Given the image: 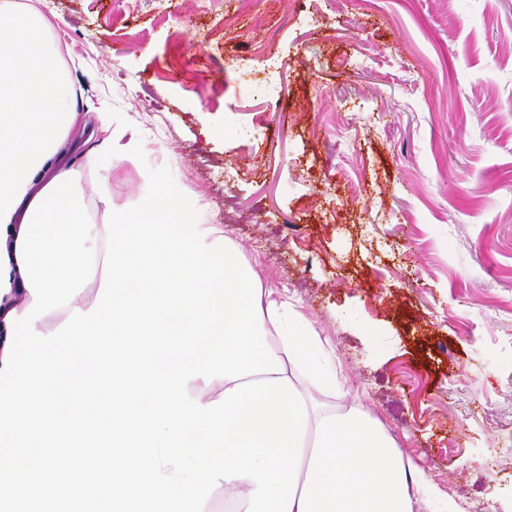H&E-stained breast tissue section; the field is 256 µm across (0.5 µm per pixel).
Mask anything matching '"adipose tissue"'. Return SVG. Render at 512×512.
I'll return each mask as SVG.
<instances>
[{
	"label": "adipose tissue",
	"instance_id": "adipose-tissue-1",
	"mask_svg": "<svg viewBox=\"0 0 512 512\" xmlns=\"http://www.w3.org/2000/svg\"><path fill=\"white\" fill-rule=\"evenodd\" d=\"M54 28L26 0H0V350L7 314L23 312L33 300L16 258L24 216L37 194L65 173L62 154L80 116ZM89 135L106 138L95 163L107 175L138 148L108 118ZM261 307L266 341L308 411L292 512H458L403 456L377 416L358 402L335 405L349 389L331 341L274 289H263ZM316 390L329 402L316 401Z\"/></svg>",
	"mask_w": 512,
	"mask_h": 512
}]
</instances>
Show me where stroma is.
<instances>
[{
	"instance_id": "1",
	"label": "stroma",
	"mask_w": 512,
	"mask_h": 512,
	"mask_svg": "<svg viewBox=\"0 0 512 512\" xmlns=\"http://www.w3.org/2000/svg\"><path fill=\"white\" fill-rule=\"evenodd\" d=\"M34 4L142 146L113 206L168 168L458 512H512V0Z\"/></svg>"
}]
</instances>
